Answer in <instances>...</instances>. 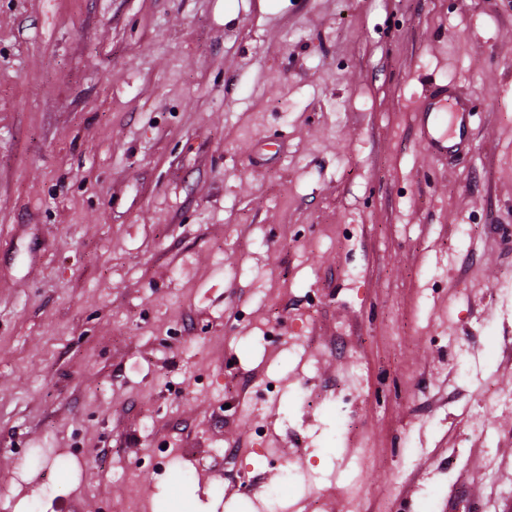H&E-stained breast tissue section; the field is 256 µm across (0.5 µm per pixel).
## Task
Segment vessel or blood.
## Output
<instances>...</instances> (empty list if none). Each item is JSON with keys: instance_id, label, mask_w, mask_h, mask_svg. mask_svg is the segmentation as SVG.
Masks as SVG:
<instances>
[{"instance_id": "vessel-or-blood-1", "label": "vessel or blood", "mask_w": 512, "mask_h": 512, "mask_svg": "<svg viewBox=\"0 0 512 512\" xmlns=\"http://www.w3.org/2000/svg\"><path fill=\"white\" fill-rule=\"evenodd\" d=\"M419 110L424 116L421 134L429 150L443 153L462 144L468 137L473 109L467 97L442 98L432 90Z\"/></svg>"}]
</instances>
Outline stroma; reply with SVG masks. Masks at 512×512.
<instances>
[{"mask_svg":"<svg viewBox=\"0 0 512 512\" xmlns=\"http://www.w3.org/2000/svg\"><path fill=\"white\" fill-rule=\"evenodd\" d=\"M510 390L512 0H0V512H512ZM418 112L424 116L421 124L424 144L435 153H448L469 136L473 109L465 96L439 98L436 91H429ZM447 121L448 129L440 133V126Z\"/></svg>","mask_w":512,"mask_h":512,"instance_id":"35a3bbf8","label":"stroma"}]
</instances>
